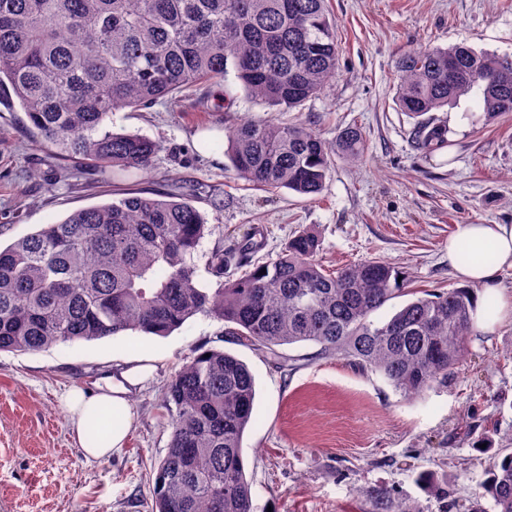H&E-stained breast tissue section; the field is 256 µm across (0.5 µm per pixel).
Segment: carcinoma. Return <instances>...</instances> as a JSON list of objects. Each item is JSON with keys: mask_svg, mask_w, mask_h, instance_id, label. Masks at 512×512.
Segmentation results:
<instances>
[{"mask_svg": "<svg viewBox=\"0 0 512 512\" xmlns=\"http://www.w3.org/2000/svg\"><path fill=\"white\" fill-rule=\"evenodd\" d=\"M250 97L301 111L338 73L336 22L327 0H0V91L9 90L34 140L54 160L142 172L160 145L109 128L112 113L154 104L227 65ZM483 112L512 113V60L465 45L425 47L398 62L396 103L411 118L453 105L473 89ZM421 122L425 151L448 143ZM227 153L256 187L315 196L335 158L364 157L360 128L329 142L305 123L274 119L230 127ZM207 224L171 192L139 191L75 211L0 248V351L35 352L134 330L165 336L204 314L238 341L273 350L312 342L381 374L403 396L442 384L465 353L476 298L466 288L409 300L389 320L370 316L404 292L402 272L368 259L334 272L317 260L313 230L276 258L252 264L250 239L211 254L220 287L192 263ZM252 266L240 278L227 270ZM165 456L154 466L150 512H255L242 438L254 418L255 380L221 349H200L172 375ZM483 495L512 512V452L490 457ZM375 512H420L385 488Z\"/></svg>", "mask_w": 512, "mask_h": 512, "instance_id": "obj_1", "label": "carcinoma"}]
</instances>
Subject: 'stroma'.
Here are the masks:
<instances>
[{"label": "stroma", "instance_id": "35a3bbf8", "mask_svg": "<svg viewBox=\"0 0 512 512\" xmlns=\"http://www.w3.org/2000/svg\"><path fill=\"white\" fill-rule=\"evenodd\" d=\"M336 19L339 71L302 111L277 120L316 125L334 140L357 124L361 162L336 159L316 199L254 187L225 155L226 122L271 116L227 72L221 85L199 86L175 101L113 113L111 128L157 141L147 173L126 179L95 166L71 174L28 133L21 108L0 104V244L73 211L139 189L180 185L209 225L193 260L213 288L211 253L259 234V261L275 258L293 233L321 235L319 259L331 270L379 258L398 267L408 288H454L448 239L460 224H512V113L486 119L480 94L427 113L446 125L449 145L418 148L415 119L395 105L397 63L424 46L463 43L512 55V0H329ZM230 100V111L215 105ZM243 360L255 377V419L243 435L245 472L256 512H371L369 489L411 498L420 512H467L480 502L488 452L512 448V321L476 329L448 380L408 398L347 359L313 343L277 354L237 343L223 321L202 315L165 337L126 331L35 352H0V512H148L150 472L170 441L163 389L198 349ZM133 366L150 374L132 387L128 435L109 458L89 461L62 404L72 388L91 389ZM434 479L435 491L416 482Z\"/></svg>", "mask_w": 512, "mask_h": 512}]
</instances>
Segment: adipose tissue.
Returning <instances> with one entry per match:
<instances>
[{"instance_id": "ef3b65f1", "label": "adipose tissue", "mask_w": 512, "mask_h": 512, "mask_svg": "<svg viewBox=\"0 0 512 512\" xmlns=\"http://www.w3.org/2000/svg\"><path fill=\"white\" fill-rule=\"evenodd\" d=\"M469 242L472 254L467 262L458 259V246ZM492 249V259H485V249ZM448 264L456 279L463 284L481 287L484 293H498L501 273L512 269L511 224H461L448 240ZM143 377L142 368L123 372L121 381H105L94 390L69 392L65 398L71 431L86 459L101 460L119 451L126 440V428L113 427L106 440L88 439L91 428L104 419L114 408H126L129 386L138 384Z\"/></svg>"}]
</instances>
